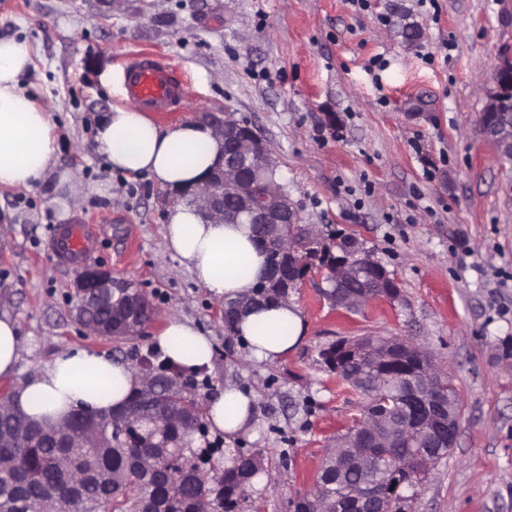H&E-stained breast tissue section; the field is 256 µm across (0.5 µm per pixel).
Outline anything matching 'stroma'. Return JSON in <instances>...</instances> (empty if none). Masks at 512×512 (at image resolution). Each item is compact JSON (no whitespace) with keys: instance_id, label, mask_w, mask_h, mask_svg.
<instances>
[{"instance_id":"35a3bbf8","label":"stroma","mask_w":512,"mask_h":512,"mask_svg":"<svg viewBox=\"0 0 512 512\" xmlns=\"http://www.w3.org/2000/svg\"><path fill=\"white\" fill-rule=\"evenodd\" d=\"M421 36L404 42L403 24ZM27 39L23 87L50 113L55 165L29 189L0 190V312L23 350L15 388L71 347L137 364L178 315L214 345L211 391L252 392L256 438L274 479L240 512H290L345 433L358 402L318 358L341 337L403 336L444 365L459 398L457 442L431 468L412 512H512V164L479 131L485 90L512 50V0H9L0 37ZM150 49L187 90L172 126L231 110L273 150L300 221L355 237L396 279L401 298L333 310L326 282L290 292L304 341L255 363L211 296L163 239L173 193L112 171L94 148L104 112L123 104L120 61ZM98 225L97 264L135 281L157 311L137 352L85 333L69 298L74 269L47 249L55 226Z\"/></svg>"}]
</instances>
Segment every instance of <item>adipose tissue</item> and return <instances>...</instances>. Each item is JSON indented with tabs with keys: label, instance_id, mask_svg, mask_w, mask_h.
<instances>
[{
	"label": "adipose tissue",
	"instance_id": "ef3b65f1",
	"mask_svg": "<svg viewBox=\"0 0 512 512\" xmlns=\"http://www.w3.org/2000/svg\"><path fill=\"white\" fill-rule=\"evenodd\" d=\"M33 64L27 39L0 37V188H31L51 169L58 150L49 112L21 86ZM97 151L113 170L147 174L163 188L182 191L199 183L224 151V141L194 120L161 126L135 101L113 107L95 129ZM167 249L216 298L231 302L252 295L264 276L266 257L245 224H216L180 202L167 211ZM297 305L262 304L242 312L232 333L249 359L276 362L305 338ZM153 344L186 370L210 366L213 344L195 325L171 315ZM139 376L125 364L85 348L61 353L36 369L13 394L16 409L34 425H58L79 408L95 413L122 409L139 388ZM211 427L227 440L253 431L258 414L252 393L224 387L205 404Z\"/></svg>",
	"mask_w": 512,
	"mask_h": 512
}]
</instances>
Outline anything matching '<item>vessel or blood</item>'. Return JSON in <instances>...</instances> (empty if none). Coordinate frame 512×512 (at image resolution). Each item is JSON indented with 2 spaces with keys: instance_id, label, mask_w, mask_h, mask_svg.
<instances>
[{
  "instance_id": "obj_1",
  "label": "vessel or blood",
  "mask_w": 512,
  "mask_h": 512,
  "mask_svg": "<svg viewBox=\"0 0 512 512\" xmlns=\"http://www.w3.org/2000/svg\"><path fill=\"white\" fill-rule=\"evenodd\" d=\"M123 88L148 112L164 114L176 111L185 96V85L174 65L149 51L128 55L122 62ZM48 249L59 262L84 265L99 250L96 225L63 224L54 228Z\"/></svg>"
}]
</instances>
